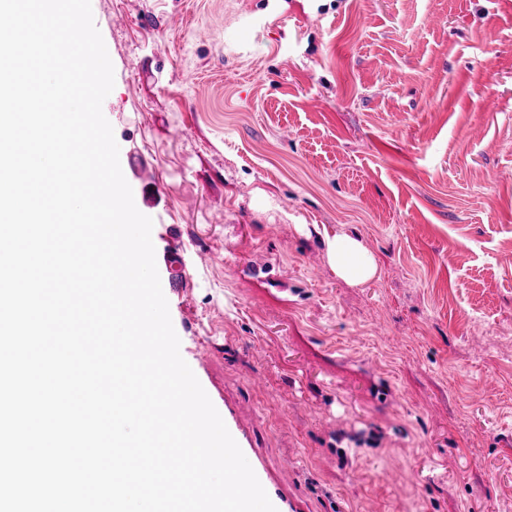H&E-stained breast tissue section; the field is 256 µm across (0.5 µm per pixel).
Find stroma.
Listing matches in <instances>:
<instances>
[{
  "label": "stroma",
  "instance_id": "1",
  "mask_svg": "<svg viewBox=\"0 0 512 512\" xmlns=\"http://www.w3.org/2000/svg\"><path fill=\"white\" fill-rule=\"evenodd\" d=\"M91 4L181 355L277 512H512V0ZM325 243L329 263L339 278L362 284L375 275L376 262L358 240L335 235L327 236Z\"/></svg>",
  "mask_w": 512,
  "mask_h": 512
}]
</instances>
